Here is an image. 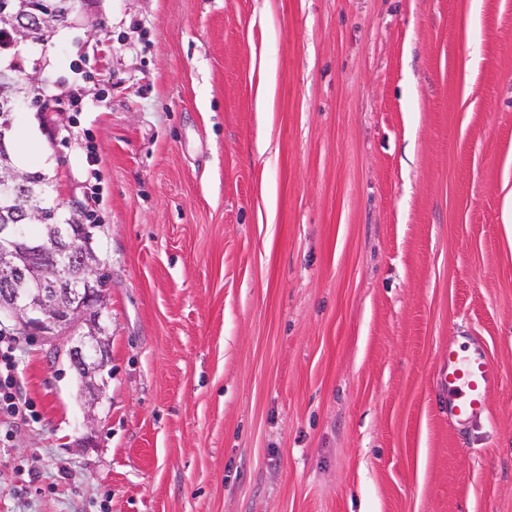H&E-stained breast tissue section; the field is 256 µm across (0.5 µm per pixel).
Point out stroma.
<instances>
[{"mask_svg":"<svg viewBox=\"0 0 512 512\" xmlns=\"http://www.w3.org/2000/svg\"><path fill=\"white\" fill-rule=\"evenodd\" d=\"M20 55L82 87L11 151L95 196L112 344L90 419L21 335L0 512H512V0H78ZM448 365L442 386L448 392V415L458 423L470 422L486 412L488 393L503 383L496 364L486 352L448 347Z\"/></svg>","mask_w":512,"mask_h":512,"instance_id":"1","label":"stroma"}]
</instances>
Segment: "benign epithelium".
<instances>
[{
  "mask_svg": "<svg viewBox=\"0 0 512 512\" xmlns=\"http://www.w3.org/2000/svg\"><path fill=\"white\" fill-rule=\"evenodd\" d=\"M21 88L13 92L12 111L6 126L14 124L15 112L28 105ZM18 169L6 148L0 149V197L10 198ZM48 243L59 242L79 253L75 271L57 268L51 273L23 251L26 225H0V313L9 315L22 329L48 340L69 336L70 361L81 380L82 397L89 409L100 403L104 371L111 355L110 337L102 322L103 302L98 292L100 259L91 247L90 233L80 237L64 234L59 225L45 219Z\"/></svg>",
  "mask_w": 512,
  "mask_h": 512,
  "instance_id": "7a95c632",
  "label": "benign epithelium"
}]
</instances>
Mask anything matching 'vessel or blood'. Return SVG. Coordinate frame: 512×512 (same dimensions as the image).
<instances>
[{
  "mask_svg": "<svg viewBox=\"0 0 512 512\" xmlns=\"http://www.w3.org/2000/svg\"><path fill=\"white\" fill-rule=\"evenodd\" d=\"M442 385L448 393V414L457 422H470L486 412L488 393L502 382L496 364L482 348L449 349Z\"/></svg>",
  "mask_w": 512,
  "mask_h": 512,
  "instance_id": "vessel-or-blood-1",
  "label": "vessel or blood"
}]
</instances>
